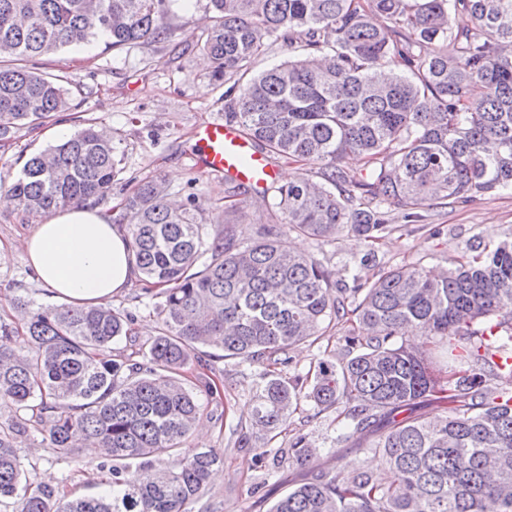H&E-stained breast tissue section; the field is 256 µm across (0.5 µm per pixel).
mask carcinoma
<instances>
[{
    "instance_id": "carcinoma-1",
    "label": "carcinoma",
    "mask_w": 512,
    "mask_h": 512,
    "mask_svg": "<svg viewBox=\"0 0 512 512\" xmlns=\"http://www.w3.org/2000/svg\"><path fill=\"white\" fill-rule=\"evenodd\" d=\"M172 0H0V140L70 108L68 81L28 66L61 47L104 39L114 49L168 38ZM201 50L221 80L238 75L225 118L270 155L317 168L277 188L281 224L300 236L373 245L398 215L499 190L512 192V0H208ZM288 59L257 74L252 61L277 42ZM454 53L448 54V46ZM356 155L361 166L342 162ZM120 173L117 148L89 123L24 163L9 192L35 220L95 200ZM141 275L139 298L159 302L161 328L139 358H112L129 338L110 306L44 305L25 294L0 323V503L19 512H186L224 465L195 450L175 469L197 421L198 394L182 377L200 346L265 368L255 426L274 432L301 399L340 404L386 466L338 480L322 469L294 484L270 512H512V372L491 362L512 352V239L454 261L442 275L396 265L374 278L336 280L319 260L291 252L278 225L212 234L195 196L173 207L161 184L126 200ZM345 330L336 361L284 377L290 351ZM416 331L448 344L454 364L436 377L403 341ZM492 376L505 388L491 389ZM436 403L427 420L416 408ZM67 455L82 442L112 457L104 490L65 498L29 478L16 453L31 430ZM288 452L303 465L302 436ZM135 465L137 477L127 474Z\"/></svg>"
}]
</instances>
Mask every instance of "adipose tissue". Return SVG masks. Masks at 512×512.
Wrapping results in <instances>:
<instances>
[{
	"label": "adipose tissue",
	"instance_id": "1",
	"mask_svg": "<svg viewBox=\"0 0 512 512\" xmlns=\"http://www.w3.org/2000/svg\"><path fill=\"white\" fill-rule=\"evenodd\" d=\"M19 246L50 298L76 307L111 302L139 275L127 225L89 202L36 221Z\"/></svg>",
	"mask_w": 512,
	"mask_h": 512
}]
</instances>
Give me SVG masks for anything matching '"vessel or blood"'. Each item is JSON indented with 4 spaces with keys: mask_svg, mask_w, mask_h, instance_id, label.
Returning <instances> with one entry per match:
<instances>
[{
    "mask_svg": "<svg viewBox=\"0 0 512 512\" xmlns=\"http://www.w3.org/2000/svg\"><path fill=\"white\" fill-rule=\"evenodd\" d=\"M198 161L210 174L267 187L274 170L265 153L255 147L233 124L208 121L195 130Z\"/></svg>",
    "mask_w": 512,
    "mask_h": 512,
    "instance_id": "b4317fda",
    "label": "vessel or blood"
}]
</instances>
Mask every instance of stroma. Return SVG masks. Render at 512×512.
<instances>
[{
	"label": "stroma",
	"mask_w": 512,
	"mask_h": 512,
	"mask_svg": "<svg viewBox=\"0 0 512 512\" xmlns=\"http://www.w3.org/2000/svg\"><path fill=\"white\" fill-rule=\"evenodd\" d=\"M207 0H174L167 23L170 36L144 47L114 50L104 42L89 49L65 48L34 59L37 71L66 76L78 92L68 111L58 113L70 131L87 121L106 128L119 150L121 172L111 191L98 199L113 218H122L125 197L142 181L158 179L171 199L182 202L197 195L207 224H235L246 233L277 223L272 207L274 188L257 191L245 184L204 172L194 158V132L201 122L220 119L228 101L232 78L214 80L211 64L199 48ZM45 129L20 127L0 145V184L9 185L32 154L51 147ZM32 220L14 204L0 207V320L12 322L15 312L9 295L23 290L44 302L25 258L15 243ZM512 238V192L495 191L468 202L458 201L429 211L426 225L394 219L392 229L374 245L357 239L329 244L314 238L283 233V243L321 261L333 271L366 253H373L368 274L395 265L417 264L430 270L446 269L451 261L469 257V244L479 239L494 245ZM138 286L116 295L112 308L133 317L132 335L146 344L158 335L160 317L154 305L139 297ZM339 331L314 344H302L291 354L281 373L290 377L306 373L319 360L333 359L340 344ZM204 366L186 372V385L201 391L203 382L219 385L220 398H202L201 415L187 447L216 448L224 466L206 493L188 504V512H269L278 498L305 478L308 468L289 459L290 441L305 436L316 448L313 466L348 477L356 470L379 471L380 455L368 452V439L352 435L336 439L343 422L339 409L320 410L304 402L280 430L265 434L252 425L254 394L262 385L263 368L238 358L225 357L222 349L202 348ZM248 447H241V438ZM18 455L30 478L58 483L68 495L95 496L102 490L111 457L98 454L84 463L81 449L58 457L44 434L31 432Z\"/></svg>",
	"instance_id": "stroma-1"
}]
</instances>
